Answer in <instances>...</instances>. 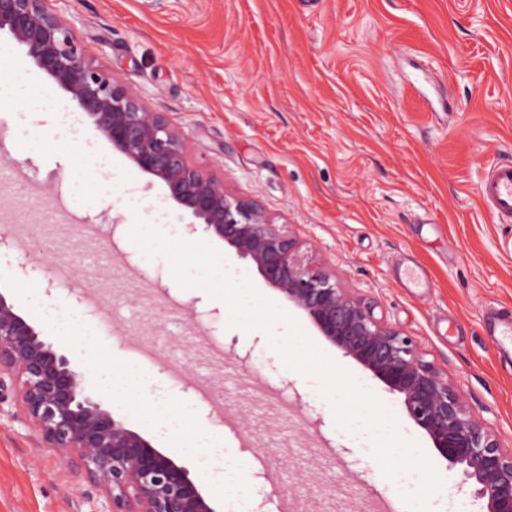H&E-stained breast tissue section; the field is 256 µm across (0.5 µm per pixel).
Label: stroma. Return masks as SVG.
<instances>
[{
    "label": "stroma",
    "instance_id": "obj_1",
    "mask_svg": "<svg viewBox=\"0 0 512 512\" xmlns=\"http://www.w3.org/2000/svg\"><path fill=\"white\" fill-rule=\"evenodd\" d=\"M92 62L138 91L183 131L189 159L227 190L289 225L304 252L335 269L343 287L372 302L377 318L414 336L447 371L471 416L512 447V358L482 323L512 311V223L483 203L490 166L512 161V0H50ZM0 79L53 93L51 104L0 116V234L22 243L5 272L22 278L24 251L53 243L82 252L65 284L38 290L42 310L70 309L117 358L155 339L148 370L179 368L176 395L223 391L229 425L198 403L203 426L223 428L249 453L254 512H407L366 443L336 428L331 407L286 369L262 334L227 326L226 305L174 283L164 257L129 240L140 214L164 210L187 224L163 187L115 151L76 101L9 35ZM67 112L81 137L62 136ZM109 161L89 170L85 144ZM426 274L412 283L413 269ZM311 340L396 415L448 490L435 512L484 501L459 485L407 415L401 398L330 344L306 316ZM167 332H160V325ZM237 355L204 356L211 341ZM285 391L293 421L281 428L262 400ZM106 495L44 447L15 396L0 401V512H108Z\"/></svg>",
    "mask_w": 512,
    "mask_h": 512
}]
</instances>
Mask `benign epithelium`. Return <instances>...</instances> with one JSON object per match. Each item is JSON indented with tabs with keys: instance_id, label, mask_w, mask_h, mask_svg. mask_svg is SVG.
<instances>
[{
	"instance_id": "obj_1",
	"label": "benign epithelium",
	"mask_w": 512,
	"mask_h": 512,
	"mask_svg": "<svg viewBox=\"0 0 512 512\" xmlns=\"http://www.w3.org/2000/svg\"><path fill=\"white\" fill-rule=\"evenodd\" d=\"M47 2L0 0V31L26 48L112 148L164 187L166 198L248 261L321 336L400 395L408 416L460 467L461 484L474 488L486 512H512V449L468 414L448 374L424 359L413 336L381 322L335 272L303 253L287 225L192 165L182 132L137 91L94 67L87 46ZM55 266L50 250L20 263L24 272ZM10 390L42 441L70 453L75 471L107 494L111 512H215L189 469L104 408L69 358L0 294V401Z\"/></svg>"
}]
</instances>
